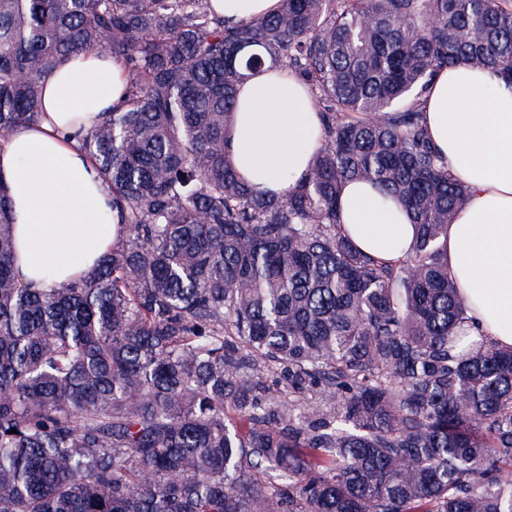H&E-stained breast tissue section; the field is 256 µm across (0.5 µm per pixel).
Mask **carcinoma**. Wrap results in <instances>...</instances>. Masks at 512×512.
<instances>
[{"instance_id":"cac0c4a2","label":"carcinoma","mask_w":512,"mask_h":512,"mask_svg":"<svg viewBox=\"0 0 512 512\" xmlns=\"http://www.w3.org/2000/svg\"><path fill=\"white\" fill-rule=\"evenodd\" d=\"M101 46L129 82L84 149L118 241L29 288L0 187V512H512V348L455 351L440 241L469 189L419 110L456 64L512 85V0H281L235 25L209 0H0V139ZM266 66L322 121L281 198L226 139ZM350 181L403 206L406 260L343 234Z\"/></svg>"}]
</instances>
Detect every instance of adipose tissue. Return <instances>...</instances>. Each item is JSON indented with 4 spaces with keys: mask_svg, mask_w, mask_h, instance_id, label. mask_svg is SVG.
Wrapping results in <instances>:
<instances>
[{
    "mask_svg": "<svg viewBox=\"0 0 512 512\" xmlns=\"http://www.w3.org/2000/svg\"><path fill=\"white\" fill-rule=\"evenodd\" d=\"M280 0H211L226 23L276 14ZM128 84L123 64L101 50L62 59L45 84L35 122L0 140V186L8 191L15 265L46 290L93 269L119 235L112 192L81 147ZM307 86L267 71L241 87L228 150L260 194L284 195L304 177L321 143ZM426 132L448 171L470 188L441 240L448 270L485 336L512 347V87L465 65L436 72L420 101ZM341 224L365 252L407 255L414 231L405 211L376 186L349 183Z\"/></svg>",
    "mask_w": 512,
    "mask_h": 512,
    "instance_id": "1",
    "label": "adipose tissue"
}]
</instances>
